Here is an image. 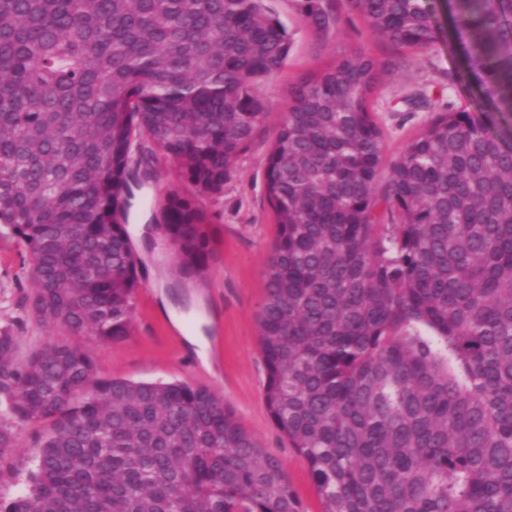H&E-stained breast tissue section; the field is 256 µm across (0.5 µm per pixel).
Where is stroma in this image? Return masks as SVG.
<instances>
[{
    "label": "stroma",
    "instance_id": "obj_1",
    "mask_svg": "<svg viewBox=\"0 0 512 512\" xmlns=\"http://www.w3.org/2000/svg\"><path fill=\"white\" fill-rule=\"evenodd\" d=\"M270 5L288 30L291 47L281 72L261 85L268 114L259 135L239 156L223 198L204 203L210 234L206 278L180 280L175 251L154 222L166 194L185 188L173 165L158 161L149 179L136 189L128 219L132 245L146 270L145 284L135 297L132 333L116 343L84 337L80 344L100 376L185 382L214 391L245 430L281 459L304 512H321L307 464L267 414L260 347L264 270L276 235L265 195V171L293 83L351 51L361 50L380 60L384 70L374 111L389 158L434 118V106L450 101L478 115L487 100L470 81L457 77L459 48L446 33L440 0H424L439 30L437 41L425 52L392 49L369 32L358 11L345 4L340 7L338 32L324 44L303 26L297 0H270ZM24 257L15 239L0 237V327L12 324L20 312L19 301L26 294ZM15 430L18 448L0 464V494L7 497L29 489L39 454L35 438L45 433L46 426L19 422Z\"/></svg>",
    "mask_w": 512,
    "mask_h": 512
}]
</instances>
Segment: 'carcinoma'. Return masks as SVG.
Returning <instances> with one entry per match:
<instances>
[{
    "label": "carcinoma",
    "mask_w": 512,
    "mask_h": 512,
    "mask_svg": "<svg viewBox=\"0 0 512 512\" xmlns=\"http://www.w3.org/2000/svg\"><path fill=\"white\" fill-rule=\"evenodd\" d=\"M267 2L0 0V235L26 253L22 320L130 335L132 171L160 158L190 191L158 223L180 278L201 276V199L223 196L288 58ZM299 2L313 36L337 29L339 0ZM347 3L395 47L437 40L422 0ZM450 14L484 118L446 103L377 187L381 63L354 51L298 79L268 155L264 400L322 512H512V0ZM14 420L50 428L0 512H303L213 391L100 377L76 342L22 358L7 325L0 461Z\"/></svg>",
    "instance_id": "carcinoma-1"
}]
</instances>
